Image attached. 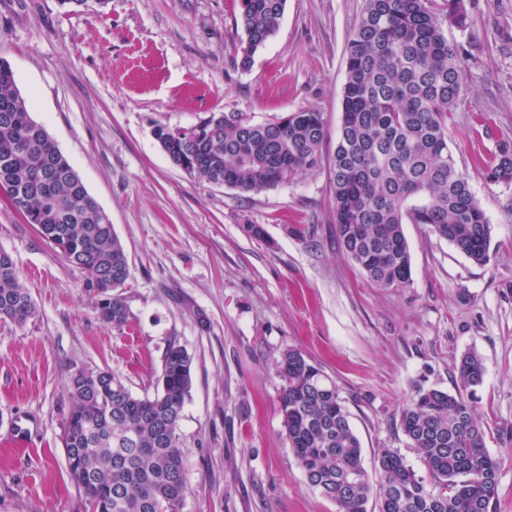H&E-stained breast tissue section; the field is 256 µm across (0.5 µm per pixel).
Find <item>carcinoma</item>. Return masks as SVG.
I'll return each mask as SVG.
<instances>
[{
	"instance_id": "1",
	"label": "carcinoma",
	"mask_w": 512,
	"mask_h": 512,
	"mask_svg": "<svg viewBox=\"0 0 512 512\" xmlns=\"http://www.w3.org/2000/svg\"><path fill=\"white\" fill-rule=\"evenodd\" d=\"M285 4L240 0L242 67L274 35ZM469 20L466 0H365L348 40L331 193L339 244L378 288L410 282L407 223L429 226L476 264L489 261L490 224L448 141V114L470 86L465 52L446 29H465ZM153 134L188 178L244 193L321 167L326 140L322 114L312 109L261 123L240 112H212L188 127L157 124ZM486 171L490 181L512 186V143L498 144ZM0 199L83 271V292L104 322L128 323V306L117 293L130 276L125 248L78 172L31 117L2 61ZM35 314L13 259H1L0 319L23 326ZM457 372L456 392L417 385L399 416L431 484L396 448L382 450L374 483L335 382L301 351H285L277 362L284 381L280 410L308 485L338 512H368L372 498L379 512H491L500 461L486 446L474 407L482 360L469 352ZM190 388L191 359L175 343L151 395L132 393L109 371L70 375L62 444L83 512H182L178 426Z\"/></svg>"
}]
</instances>
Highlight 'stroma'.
I'll list each match as a JSON object with an SVG mask.
<instances>
[{"instance_id": "35a3bbf8", "label": "stroma", "mask_w": 512, "mask_h": 512, "mask_svg": "<svg viewBox=\"0 0 512 512\" xmlns=\"http://www.w3.org/2000/svg\"><path fill=\"white\" fill-rule=\"evenodd\" d=\"M363 7L286 0L245 68L239 0H110L76 12L58 0H0V60L109 215L130 265V323L118 329L84 294L83 272L0 201V250L36 307L24 326L0 320V512H81L61 443L69 376L109 371L150 393L172 343L191 358L182 512H336L286 438L276 363L288 349L336 383L373 480L384 448L426 476L400 411L415 385L455 391L456 363L476 352V415L501 459L494 512H512V186L485 171L497 143L512 142V0H469L468 28L447 31L468 51L471 90L448 128L491 225L486 264L408 224L409 285L374 287L338 243L329 168L243 193L190 180L152 133L211 112L264 122L312 108L332 154ZM246 224L262 225L264 238Z\"/></svg>"}]
</instances>
